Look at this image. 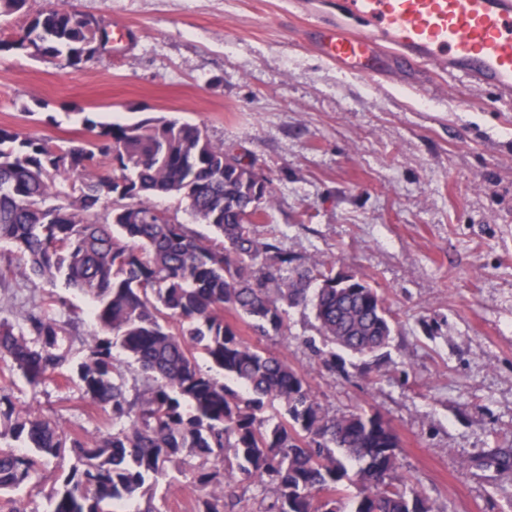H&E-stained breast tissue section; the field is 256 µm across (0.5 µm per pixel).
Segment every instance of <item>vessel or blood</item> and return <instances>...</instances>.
<instances>
[{"instance_id":"1","label":"vessel or blood","mask_w":512,"mask_h":512,"mask_svg":"<svg viewBox=\"0 0 512 512\" xmlns=\"http://www.w3.org/2000/svg\"><path fill=\"white\" fill-rule=\"evenodd\" d=\"M316 47L351 75L445 72L512 101V0H336Z\"/></svg>"}]
</instances>
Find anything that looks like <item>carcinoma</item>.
Returning <instances> with one entry per match:
<instances>
[{
	"instance_id": "carcinoma-1",
	"label": "carcinoma",
	"mask_w": 512,
	"mask_h": 512,
	"mask_svg": "<svg viewBox=\"0 0 512 512\" xmlns=\"http://www.w3.org/2000/svg\"><path fill=\"white\" fill-rule=\"evenodd\" d=\"M38 47L35 60L79 69L101 59L96 34L66 4L32 16L0 52ZM88 138L59 145L0 125V242L27 260L29 281L61 280L95 302L96 330L82 338L48 309L50 295L16 325L0 319V368L31 385L70 381L91 414L112 431L90 436L55 419L15 411L0 389V512H21L15 494L36 486L53 460L70 455L48 512H116L145 498L170 472L203 491L195 512H228L224 483L262 488L258 512H345L343 481L357 492L350 512H431L399 475V439L379 413H332L305 373L244 341L232 312L258 336H282L288 310L309 307L327 342L385 356L395 318L378 288L333 260L308 264L262 237L274 205L268 176L246 154L165 115L133 123L82 119ZM173 194L206 239L161 212ZM120 346L139 367L128 383L112 358ZM203 355L220 380L198 363ZM278 403L282 411L266 414Z\"/></svg>"
}]
</instances>
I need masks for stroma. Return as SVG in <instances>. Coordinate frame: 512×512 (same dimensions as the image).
<instances>
[{
    "mask_svg": "<svg viewBox=\"0 0 512 512\" xmlns=\"http://www.w3.org/2000/svg\"><path fill=\"white\" fill-rule=\"evenodd\" d=\"M129 29L133 42L79 70L0 53V124L52 141L82 136V115L130 123L163 114L241 147L271 178L260 234L302 261L376 285L395 315L382 360L334 351L311 309L288 333L244 339L307 374L334 412L378 411L399 438L400 475L434 512H512V104L459 78L408 90L401 72L360 79L311 48L298 0H69ZM94 329V304L62 283L31 284L0 243V316L19 321L30 295ZM341 358L333 373L323 360ZM17 411L100 432L77 389L0 379ZM187 479L160 481L161 512H190Z\"/></svg>",
    "mask_w": 512,
    "mask_h": 512,
    "instance_id": "stroma-1",
    "label": "stroma"
}]
</instances>
